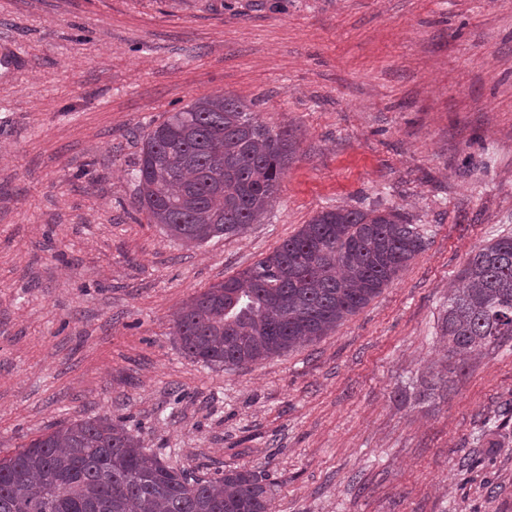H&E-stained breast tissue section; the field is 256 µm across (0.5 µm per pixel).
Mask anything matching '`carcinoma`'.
Masks as SVG:
<instances>
[{
	"label": "carcinoma",
	"instance_id": "1",
	"mask_svg": "<svg viewBox=\"0 0 512 512\" xmlns=\"http://www.w3.org/2000/svg\"><path fill=\"white\" fill-rule=\"evenodd\" d=\"M291 154L288 133L265 126L250 104L204 95L143 134L136 204L186 245L235 235L261 223ZM426 246L396 209L321 211L252 267L196 294L176 316L177 340L206 365L281 355L368 305ZM460 279L441 324L450 374L512 339V236L478 249ZM0 512H268V489L245 468L192 479L103 416L0 457Z\"/></svg>",
	"mask_w": 512,
	"mask_h": 512
}]
</instances>
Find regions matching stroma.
<instances>
[{"instance_id":"1","label":"stroma","mask_w":512,"mask_h":512,"mask_svg":"<svg viewBox=\"0 0 512 512\" xmlns=\"http://www.w3.org/2000/svg\"><path fill=\"white\" fill-rule=\"evenodd\" d=\"M213 93L295 152L262 223L188 247L137 210L132 170L150 124ZM338 206L397 209L427 247L316 342L183 352L194 295ZM502 235L512 0H0V456L107 414L195 477L251 470L269 512H512V424L481 437L512 340L452 375L440 335Z\"/></svg>"}]
</instances>
